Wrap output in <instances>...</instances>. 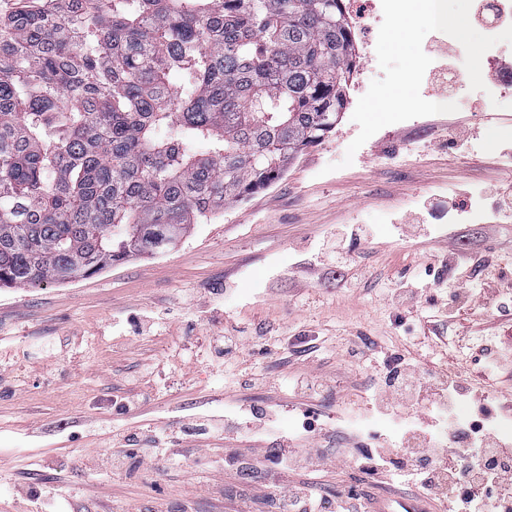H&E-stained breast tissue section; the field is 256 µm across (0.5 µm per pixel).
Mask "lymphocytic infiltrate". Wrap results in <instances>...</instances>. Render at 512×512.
I'll return each instance as SVG.
<instances>
[{
	"label": "lymphocytic infiltrate",
	"mask_w": 512,
	"mask_h": 512,
	"mask_svg": "<svg viewBox=\"0 0 512 512\" xmlns=\"http://www.w3.org/2000/svg\"><path fill=\"white\" fill-rule=\"evenodd\" d=\"M281 344L280 337L264 333L246 336L233 327L212 336L208 350L218 367L237 372L247 386L261 389L267 384L265 372L243 366L241 350L247 346L265 355ZM347 353L362 364L377 360L380 370L373 385L374 406L401 420V439L408 444L405 461L392 465L389 458L393 450L382 444L364 448L349 445L343 438L332 448L319 444L321 429L309 409L302 413L308 445L296 450L290 448L287 435L277 432L273 420L256 415L255 434L260 440L275 442L274 447L262 449L261 457L275 481L271 497L276 512H369L372 491L382 485L397 491L417 489L423 501L448 503L452 512H507L512 507L506 499L512 493V450L498 447L488 427L495 412L492 402L478 405L473 448L462 454L446 408L447 399L458 390L455 381L438 369L419 366L408 353L369 336H355ZM112 448L111 457L96 466L100 476H107L115 465L154 455L176 466L186 460L183 450L173 447L163 435L154 436L151 447L139 448L132 436L116 431ZM340 461L362 473L361 485L332 496L322 495L311 483V476Z\"/></svg>",
	"instance_id": "f902f5d3"
}]
</instances>
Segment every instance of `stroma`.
Masks as SVG:
<instances>
[{"label":"stroma","mask_w":512,"mask_h":512,"mask_svg":"<svg viewBox=\"0 0 512 512\" xmlns=\"http://www.w3.org/2000/svg\"><path fill=\"white\" fill-rule=\"evenodd\" d=\"M422 48L431 60L422 89L461 95L457 111L386 126L343 166L359 133L348 102L335 131L295 159L287 173L248 200L192 225L171 252L132 257L100 274L59 285L0 289V512H26L7 489L27 484L57 492L70 512H272L223 471L163 458L99 480L90 456L107 455L113 428L149 437L161 433L179 448H203L220 463L228 451L253 447L252 426L240 406H267L281 431L295 433L301 411L314 408L324 433L366 440L374 429L398 438L390 417L373 409L367 377L345 343L354 335L391 337L423 364L456 374L465 399L495 400L499 415L512 412V321L494 318L475 299L449 303L447 340L437 344L427 316L414 315L411 344H404L401 310L383 294L388 283L412 280L417 266L440 264L450 253L494 259L482 277L492 287L512 283V211H496L493 194L512 185V110L494 106L470 87L463 46L429 33ZM455 79L443 83L445 74ZM460 133L458 144L448 142ZM464 207L435 214L449 197ZM421 225L420 235L402 233ZM366 226L341 266L322 251L337 229ZM358 282L356 294L344 282ZM145 332H134L135 323ZM279 331L281 349L259 360L265 390L236 384L231 374L201 361L198 352L224 326ZM299 336H320L326 347L307 368L330 387L322 401L289 393L284 364ZM502 353L500 371L484 372L482 349ZM163 376L144 373V365ZM146 394L137 410L112 413L127 391ZM221 423L206 445L183 432L188 422Z\"/></svg>","instance_id":"obj_1"}]
</instances>
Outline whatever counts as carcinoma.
<instances>
[{"label": "carcinoma", "instance_id": "obj_1", "mask_svg": "<svg viewBox=\"0 0 512 512\" xmlns=\"http://www.w3.org/2000/svg\"><path fill=\"white\" fill-rule=\"evenodd\" d=\"M341 0H39L0 14V288L168 249L336 128Z\"/></svg>", "mask_w": 512, "mask_h": 512}]
</instances>
